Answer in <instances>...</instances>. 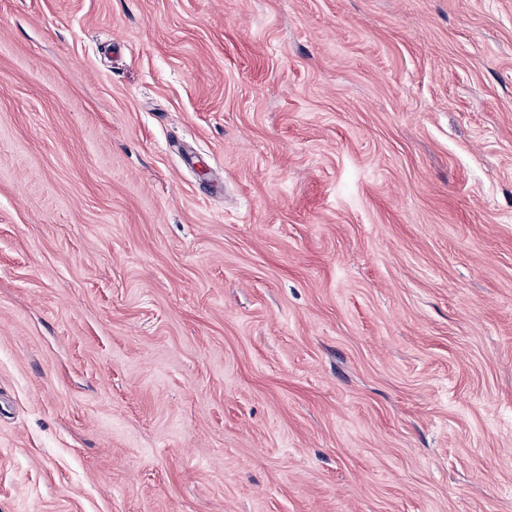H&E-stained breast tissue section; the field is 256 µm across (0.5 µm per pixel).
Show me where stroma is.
Segmentation results:
<instances>
[{"label": "stroma", "instance_id": "1", "mask_svg": "<svg viewBox=\"0 0 512 512\" xmlns=\"http://www.w3.org/2000/svg\"><path fill=\"white\" fill-rule=\"evenodd\" d=\"M0 512H512V0H0Z\"/></svg>", "mask_w": 512, "mask_h": 512}]
</instances>
